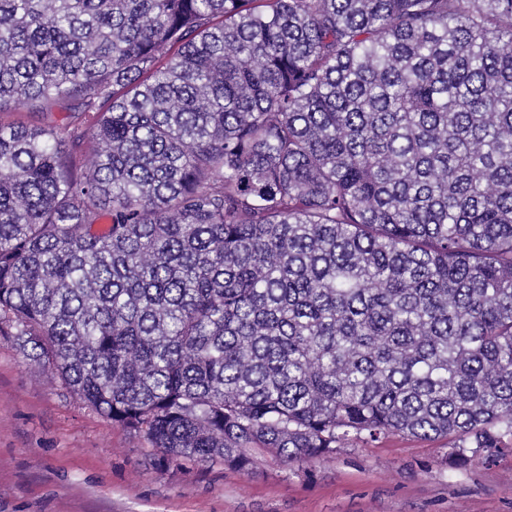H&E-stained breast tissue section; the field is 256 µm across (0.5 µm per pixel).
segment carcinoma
Here are the masks:
<instances>
[{
  "instance_id": "carcinoma-1",
  "label": "carcinoma",
  "mask_w": 512,
  "mask_h": 512,
  "mask_svg": "<svg viewBox=\"0 0 512 512\" xmlns=\"http://www.w3.org/2000/svg\"><path fill=\"white\" fill-rule=\"evenodd\" d=\"M8 105L0 335L158 467L512 453V0H0Z\"/></svg>"
}]
</instances>
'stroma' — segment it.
I'll use <instances>...</instances> for the list:
<instances>
[{
    "instance_id": "35a3bbf8",
    "label": "stroma",
    "mask_w": 512,
    "mask_h": 512,
    "mask_svg": "<svg viewBox=\"0 0 512 512\" xmlns=\"http://www.w3.org/2000/svg\"><path fill=\"white\" fill-rule=\"evenodd\" d=\"M0 512H512V455L457 468L444 440L391 434L292 468L160 469L0 336Z\"/></svg>"
}]
</instances>
